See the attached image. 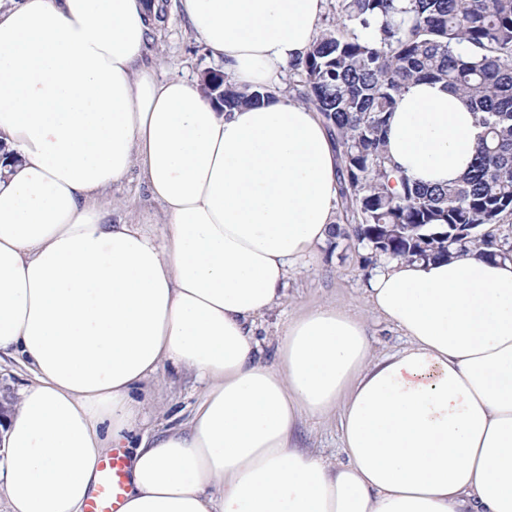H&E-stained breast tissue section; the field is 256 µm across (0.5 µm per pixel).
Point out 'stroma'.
<instances>
[{
  "label": "stroma",
  "instance_id": "stroma-1",
  "mask_svg": "<svg viewBox=\"0 0 512 512\" xmlns=\"http://www.w3.org/2000/svg\"><path fill=\"white\" fill-rule=\"evenodd\" d=\"M146 57L160 62L165 72L184 73L192 78L203 77L206 71L218 67L204 46L191 35L186 19L173 5L167 10L160 35L149 43ZM111 196L114 207L110 220L114 223L130 222L139 209L150 212L161 209L135 171L123 184L112 189ZM365 254V249L355 243H344L334 250L324 245L289 274L286 301L259 321L258 338L267 364L276 362V338L288 320L324 305H335L363 318L374 355L382 356L404 346L402 332L363 300L374 274L373 269L362 265ZM198 391L199 385L192 373H164L148 388V427H164L173 416L186 420L198 401ZM297 441L300 447L325 457L334 460L345 457L335 415L305 421L297 433Z\"/></svg>",
  "mask_w": 512,
  "mask_h": 512
}]
</instances>
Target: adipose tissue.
I'll return each instance as SVG.
<instances>
[{
    "label": "adipose tissue",
    "instance_id": "adipose-tissue-1",
    "mask_svg": "<svg viewBox=\"0 0 512 512\" xmlns=\"http://www.w3.org/2000/svg\"><path fill=\"white\" fill-rule=\"evenodd\" d=\"M242 87L276 84L325 0H179ZM147 0H16L0 12V355L32 375L0 427L9 512H83L109 447L132 450L122 512H512V261L393 260L366 301L406 344L371 355L362 319L323 306L262 359L257 320L328 243L338 155L287 96L219 111L158 79ZM476 117L443 84L401 97L387 150L448 185ZM139 168L164 243L114 224L105 191ZM194 373L186 428L147 430L136 393ZM337 413L343 460L299 447Z\"/></svg>",
    "mask_w": 512,
    "mask_h": 512
}]
</instances>
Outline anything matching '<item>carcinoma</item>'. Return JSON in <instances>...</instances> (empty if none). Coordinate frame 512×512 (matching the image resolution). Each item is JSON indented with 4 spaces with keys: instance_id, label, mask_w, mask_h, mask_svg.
<instances>
[{
    "instance_id": "carcinoma-1",
    "label": "carcinoma",
    "mask_w": 512,
    "mask_h": 512,
    "mask_svg": "<svg viewBox=\"0 0 512 512\" xmlns=\"http://www.w3.org/2000/svg\"><path fill=\"white\" fill-rule=\"evenodd\" d=\"M288 87L249 90L221 71L203 84L223 110L295 92L340 148L339 195L352 219L329 246L355 240L375 260L477 254L512 261V0H336V21L288 70ZM420 80L463 95L480 129L454 184L426 186L388 155L400 96Z\"/></svg>"
}]
</instances>
